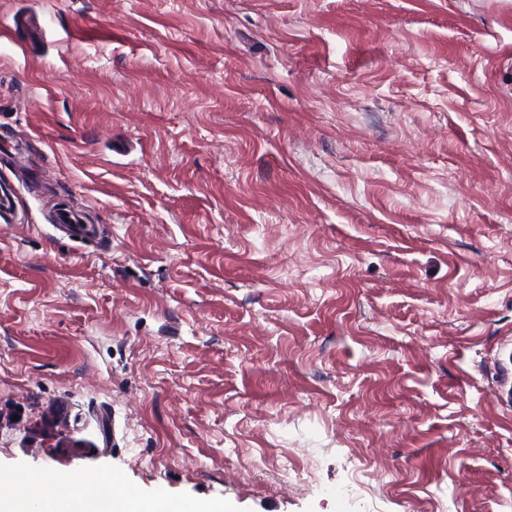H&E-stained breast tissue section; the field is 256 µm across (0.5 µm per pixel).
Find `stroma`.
<instances>
[{
    "label": "stroma",
    "mask_w": 512,
    "mask_h": 512,
    "mask_svg": "<svg viewBox=\"0 0 512 512\" xmlns=\"http://www.w3.org/2000/svg\"><path fill=\"white\" fill-rule=\"evenodd\" d=\"M1 29L0 473L512 512V0Z\"/></svg>",
    "instance_id": "35a3bbf8"
}]
</instances>
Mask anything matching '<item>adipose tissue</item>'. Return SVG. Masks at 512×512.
<instances>
[{"label": "adipose tissue", "instance_id": "ef3b65f1", "mask_svg": "<svg viewBox=\"0 0 512 512\" xmlns=\"http://www.w3.org/2000/svg\"><path fill=\"white\" fill-rule=\"evenodd\" d=\"M51 482L54 492L41 498V512H222L220 506L204 509L184 499L117 496L105 492L103 480L85 476L77 481L69 473L53 472Z\"/></svg>", "mask_w": 512, "mask_h": 512}]
</instances>
